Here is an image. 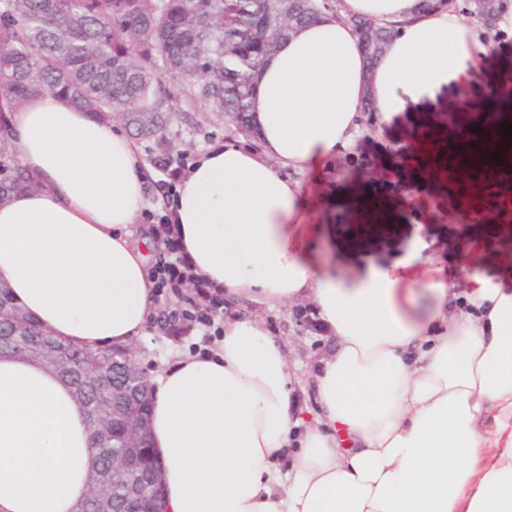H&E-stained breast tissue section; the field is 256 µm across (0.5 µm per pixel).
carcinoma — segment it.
Instances as JSON below:
<instances>
[{"label": "carcinoma", "mask_w": 512, "mask_h": 512, "mask_svg": "<svg viewBox=\"0 0 512 512\" xmlns=\"http://www.w3.org/2000/svg\"><path fill=\"white\" fill-rule=\"evenodd\" d=\"M267 19L256 55L241 59L234 43L250 31L251 17ZM309 0H0L1 105L12 108L52 93L108 119L121 116L144 137L162 136L170 111L161 95L154 57L176 72L213 111L247 125L254 75L267 56L300 25L312 21ZM32 189L18 159L0 138V204ZM43 359L73 390L87 417L105 420L109 437L97 440L92 467L112 492V512H158L159 465L149 448H126V419H148L144 375L129 369L127 349L83 348L49 334L0 284V355ZM137 465L112 480V459Z\"/></svg>", "instance_id": "obj_1"}]
</instances>
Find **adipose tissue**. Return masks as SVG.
<instances>
[{
  "mask_svg": "<svg viewBox=\"0 0 512 512\" xmlns=\"http://www.w3.org/2000/svg\"><path fill=\"white\" fill-rule=\"evenodd\" d=\"M351 16L394 28L377 65ZM492 46L447 0H339L255 75L250 140L212 145L190 169L176 231L225 300L312 301L333 345L309 415L284 344L234 313L216 348L151 373L166 512H512V277L467 274L455 224L436 243L450 276L325 270L301 182L355 148L367 122L467 89ZM0 126L39 185L0 205V281L15 303L82 347L145 336L154 289L129 230L146 181L134 143L49 95L6 109ZM90 462L71 388L1 355L0 512H75Z\"/></svg>",
  "mask_w": 512,
  "mask_h": 512,
  "instance_id": "ef3b65f1",
  "label": "adipose tissue"
}]
</instances>
